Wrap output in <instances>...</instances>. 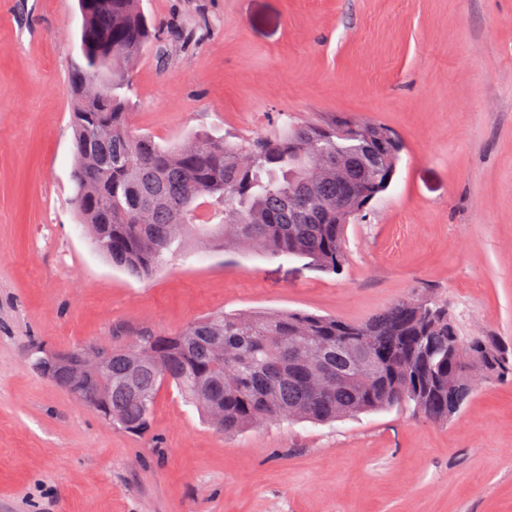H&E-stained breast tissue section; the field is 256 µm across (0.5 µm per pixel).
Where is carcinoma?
<instances>
[{
    "instance_id": "carcinoma-1",
    "label": "carcinoma",
    "mask_w": 512,
    "mask_h": 512,
    "mask_svg": "<svg viewBox=\"0 0 512 512\" xmlns=\"http://www.w3.org/2000/svg\"><path fill=\"white\" fill-rule=\"evenodd\" d=\"M83 62L70 76L75 129V205L95 248L112 265L148 278L165 255L195 238L199 247L222 245L268 257L305 258L319 271L343 272L348 223L336 213V164H323L320 147L356 153L349 126L287 122L271 136L230 140L193 133L172 146L132 131L130 73L157 25L140 0H79ZM386 172L361 188V198L387 190ZM162 198L165 205L153 201ZM217 336L216 344L201 340ZM487 336H464L448 305L432 290L418 301L399 300L360 321L304 312L220 313L189 323L163 339L150 370L133 373L129 360L151 348L141 336L127 352L112 355V425L144 433L151 420L158 373L211 421L234 435L268 421L327 423L414 404L418 413L448 423V383L467 371L466 406L481 381L512 375V344L483 353ZM312 343L373 348L376 371L313 389L315 369L288 372V350ZM152 393L122 390L125 381ZM92 376L70 385L78 401L94 394Z\"/></svg>"
}]
</instances>
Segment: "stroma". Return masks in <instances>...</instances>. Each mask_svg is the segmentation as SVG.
Here are the masks:
<instances>
[{
	"label": "stroma",
	"instance_id": "1",
	"mask_svg": "<svg viewBox=\"0 0 512 512\" xmlns=\"http://www.w3.org/2000/svg\"><path fill=\"white\" fill-rule=\"evenodd\" d=\"M162 23L131 77L160 144L376 121L402 150L347 229V264L189 248L112 267L73 200L78 0H0V512H512V378L445 425L412 408L224 435L163 387L141 435L27 363L120 349L216 312L361 320L423 288L512 342V0H141Z\"/></svg>",
	"mask_w": 512,
	"mask_h": 512
}]
</instances>
